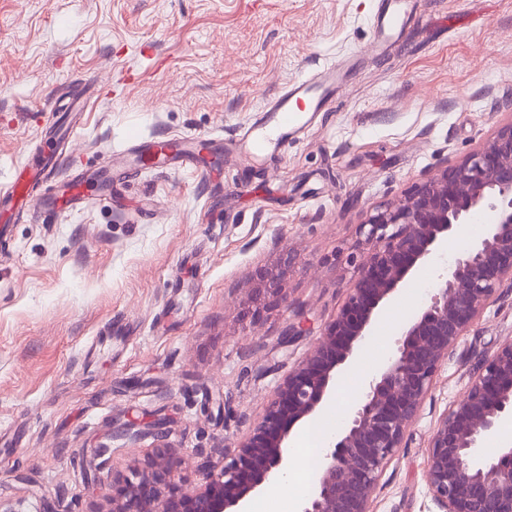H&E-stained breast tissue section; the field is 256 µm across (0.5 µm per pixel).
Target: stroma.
<instances>
[{"label": "stroma", "instance_id": "35a3bbf8", "mask_svg": "<svg viewBox=\"0 0 512 512\" xmlns=\"http://www.w3.org/2000/svg\"><path fill=\"white\" fill-rule=\"evenodd\" d=\"M377 0H0V186L43 141L61 91L102 86L62 140L91 175L129 131L231 139L289 82L356 59L339 99L285 155L224 157V188L183 169L126 172L70 212L0 216V503L106 512L112 475L159 449L232 451L346 301L376 206L476 151L512 118V0H424L377 49ZM450 239L387 306L428 298ZM292 253L287 299L243 316L256 274ZM311 333L282 344L289 324ZM512 339L493 297L436 373L372 512H437L429 438L474 361Z\"/></svg>", "mask_w": 512, "mask_h": 512}]
</instances>
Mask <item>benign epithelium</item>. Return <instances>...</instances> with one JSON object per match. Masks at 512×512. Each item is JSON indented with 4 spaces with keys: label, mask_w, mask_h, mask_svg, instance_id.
<instances>
[{
    "label": "benign epithelium",
    "mask_w": 512,
    "mask_h": 512,
    "mask_svg": "<svg viewBox=\"0 0 512 512\" xmlns=\"http://www.w3.org/2000/svg\"><path fill=\"white\" fill-rule=\"evenodd\" d=\"M475 212L485 235L438 274L423 308L397 333L396 351L356 397L336 442L316 470L314 492L299 512H371L378 479L394 459L448 352L498 290L512 288V121L477 151L386 203L359 224L357 267L347 300L311 352L277 386L262 420L223 457L201 467V481L175 478L186 465L157 455L135 479L112 477L106 512H248L249 494L288 472L293 428L336 394V380L369 336L370 326L414 271L448 244ZM292 258L262 269L246 314L285 301ZM512 417V341L473 369L463 396L430 438L425 479L439 512H512V445L482 458L483 440H503Z\"/></svg>",
    "instance_id": "benign-epithelium-1"
}]
</instances>
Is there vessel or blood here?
I'll return each instance as SVG.
<instances>
[{"mask_svg":"<svg viewBox=\"0 0 512 512\" xmlns=\"http://www.w3.org/2000/svg\"><path fill=\"white\" fill-rule=\"evenodd\" d=\"M422 3L423 0H379L372 17L377 46L407 37L411 16ZM353 67L350 61L326 64L311 76L290 83L262 106L253 121L238 134L237 148L257 162L282 154L290 142L315 122L319 113L328 110ZM210 149L209 139L195 135L147 139L136 132L129 135L127 145L134 160H145L156 167L178 166L201 171L219 185L224 179L223 165L209 168L202 160ZM58 161L56 146L52 143L45 144L41 151L29 153L24 165L15 170L12 180L0 188V213L9 214L25 206L61 211L91 202L87 180L80 174L66 180L63 193L48 197L30 194L31 185L45 178Z\"/></svg>","mask_w":512,"mask_h":512,"instance_id":"1","label":"vessel or blood"}]
</instances>
